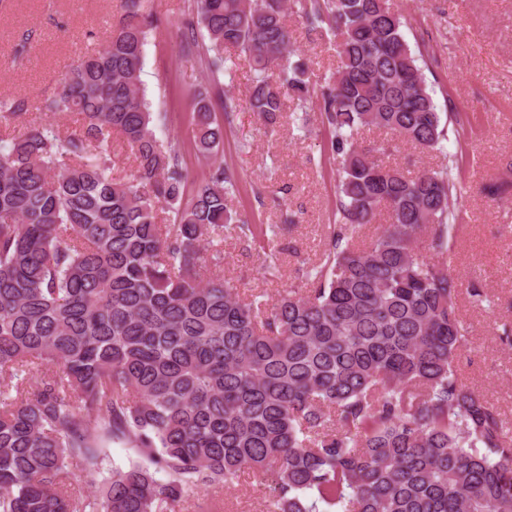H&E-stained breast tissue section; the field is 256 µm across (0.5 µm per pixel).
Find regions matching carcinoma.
I'll use <instances>...</instances> for the list:
<instances>
[{
    "mask_svg": "<svg viewBox=\"0 0 512 512\" xmlns=\"http://www.w3.org/2000/svg\"><path fill=\"white\" fill-rule=\"evenodd\" d=\"M147 2L121 0L109 40L36 106L79 131L32 119L0 136V512H181L246 472L272 477L268 512H512V437L456 370L467 328L441 259L462 186L446 167L407 177L357 139L446 140L402 15L389 0H297L335 38L336 71L317 86L291 60L290 0H196L182 23L183 54L212 72L229 70L226 46L248 55L267 126L286 97L317 98L340 162L327 248L297 269L304 293L270 303L216 273L224 232L266 241L273 264L295 214L242 220L220 163L187 193L145 100ZM29 108L1 97L0 120ZM115 134L134 156L125 179ZM192 137L205 159L224 140L202 95ZM117 441L138 460L101 495L83 489L70 465L103 474ZM112 162H113V176L115 178L125 177L130 172V167L133 164L132 155L127 144L118 136L112 138Z\"/></svg>",
    "mask_w": 512,
    "mask_h": 512,
    "instance_id": "carcinoma-1",
    "label": "carcinoma"
}]
</instances>
